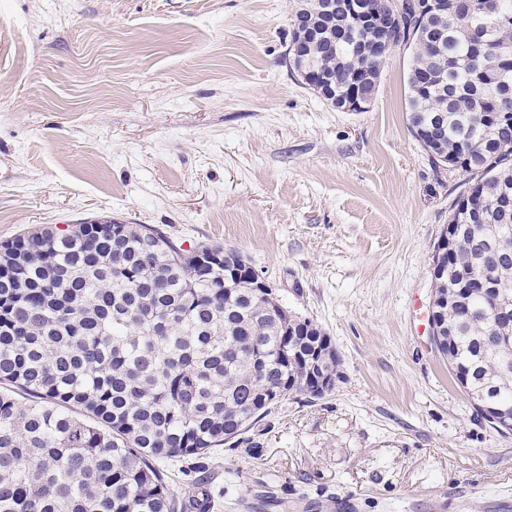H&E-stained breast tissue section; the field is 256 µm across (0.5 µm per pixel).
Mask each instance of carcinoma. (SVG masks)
Returning <instances> with one entry per match:
<instances>
[{"mask_svg": "<svg viewBox=\"0 0 512 512\" xmlns=\"http://www.w3.org/2000/svg\"><path fill=\"white\" fill-rule=\"evenodd\" d=\"M405 0L410 131L437 166L468 175L433 256V304L455 383L480 415L512 424V0H448L442 32ZM295 73L333 78L334 101L384 58L358 43L345 0H298ZM509 16L495 23L496 17ZM160 228L88 221L45 227L0 249V512H182L165 463L204 459L290 396L340 373L331 340L273 293L198 262ZM192 485L211 508L209 477Z\"/></svg>", "mask_w": 512, "mask_h": 512, "instance_id": "cac0c4a2", "label": "carcinoma"}]
</instances>
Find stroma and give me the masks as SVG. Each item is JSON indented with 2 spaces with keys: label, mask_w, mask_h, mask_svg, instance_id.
<instances>
[{
  "label": "stroma",
  "mask_w": 512,
  "mask_h": 512,
  "mask_svg": "<svg viewBox=\"0 0 512 512\" xmlns=\"http://www.w3.org/2000/svg\"><path fill=\"white\" fill-rule=\"evenodd\" d=\"M294 0H0V244L112 217L239 250L341 359L257 447L205 459L221 512H512V431L430 336L467 176L407 127L411 53L344 112L284 62Z\"/></svg>",
  "instance_id": "stroma-1"
}]
</instances>
